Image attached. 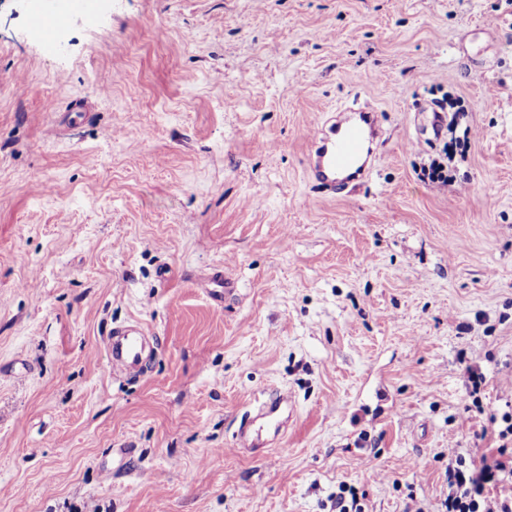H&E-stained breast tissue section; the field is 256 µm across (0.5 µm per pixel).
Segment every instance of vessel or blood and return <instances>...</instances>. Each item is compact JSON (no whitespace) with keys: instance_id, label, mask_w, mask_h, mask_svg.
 <instances>
[{"instance_id":"1","label":"vessel or blood","mask_w":512,"mask_h":512,"mask_svg":"<svg viewBox=\"0 0 512 512\" xmlns=\"http://www.w3.org/2000/svg\"><path fill=\"white\" fill-rule=\"evenodd\" d=\"M67 17V12L59 7L58 0H43L40 9L33 14L31 24L41 34L45 48H52L53 33ZM378 132L375 112L352 109L339 113L335 123L314 132V150L309 158L312 173L331 184L367 177L371 171L369 144ZM145 337V330L137 324L114 327L107 343L113 369H138L143 361ZM286 403V398L281 396L262 403L256 418L241 424L238 446H259L266 425L276 423L277 413Z\"/></svg>"}]
</instances>
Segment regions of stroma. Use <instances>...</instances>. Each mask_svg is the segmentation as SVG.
I'll return each instance as SVG.
<instances>
[{"label":"stroma","instance_id":"35a3bbf8","mask_svg":"<svg viewBox=\"0 0 512 512\" xmlns=\"http://www.w3.org/2000/svg\"><path fill=\"white\" fill-rule=\"evenodd\" d=\"M40 2L0 0V512H444L512 405V0H96L49 52ZM356 98L382 144L333 190L309 136ZM449 155V157H448ZM453 153L449 152L448 146L444 157L432 158L427 165H424L419 170V176L423 181H428L437 184L440 187H448V182L451 181L448 174V158L452 160ZM145 330L137 323L114 327L107 348L113 370L132 371L143 361ZM283 405L288 406V400L281 396L262 403L257 415L252 420H245L241 424L237 445L240 448H255L259 446L261 436L266 432L264 424H257L260 419H265L267 424H274L276 426V433H278L285 424L277 420V412Z\"/></svg>","mask_w":512,"mask_h":512}]
</instances>
